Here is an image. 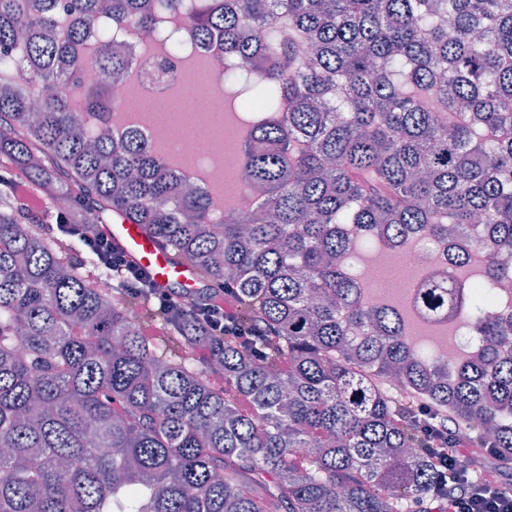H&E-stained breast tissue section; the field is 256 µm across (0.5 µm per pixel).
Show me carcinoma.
Masks as SVG:
<instances>
[{
  "label": "carcinoma",
  "mask_w": 512,
  "mask_h": 512,
  "mask_svg": "<svg viewBox=\"0 0 512 512\" xmlns=\"http://www.w3.org/2000/svg\"><path fill=\"white\" fill-rule=\"evenodd\" d=\"M149 30L179 56L213 42L258 119L238 162L252 215L135 133L112 138L110 83ZM150 43V44H152ZM150 44H142L147 50ZM0 161L73 224L123 214L260 334L202 360L187 302L143 334L135 303L0 195V512H409L436 500L398 387L451 413L512 467V0H0ZM97 127L85 130L82 114ZM454 236L455 268L409 307L475 347L427 360L347 264L362 243ZM482 256L472 279L458 271ZM250 193V189L242 188L235 195L229 196L227 198H225L223 193L214 196L213 200L216 205V214L218 215V218L222 219L224 210L229 207L234 208L242 213L247 212L249 206H251L253 202Z\"/></svg>",
  "instance_id": "obj_1"
}]
</instances>
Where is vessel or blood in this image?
<instances>
[{"label":"vessel or blood","instance_id":"b4317fda","mask_svg":"<svg viewBox=\"0 0 512 512\" xmlns=\"http://www.w3.org/2000/svg\"><path fill=\"white\" fill-rule=\"evenodd\" d=\"M105 232L125 255L145 269L160 286L193 293L204 282L193 265L175 259L165 248L156 243L141 225L131 223L121 214H113Z\"/></svg>","mask_w":512,"mask_h":512}]
</instances>
